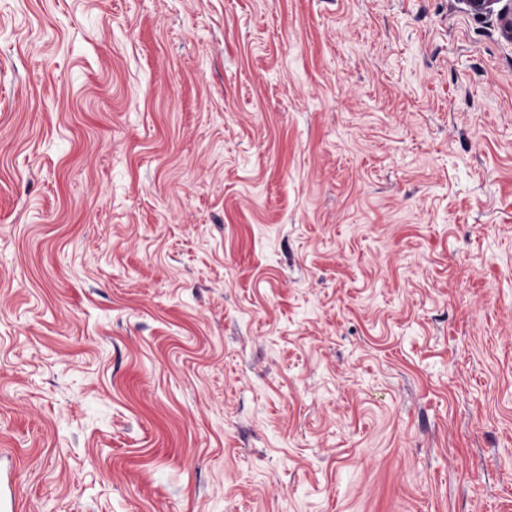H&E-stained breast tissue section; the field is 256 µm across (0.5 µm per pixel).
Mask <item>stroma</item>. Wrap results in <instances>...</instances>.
Masks as SVG:
<instances>
[{
  "instance_id": "35a3bbf8",
  "label": "stroma",
  "mask_w": 512,
  "mask_h": 512,
  "mask_svg": "<svg viewBox=\"0 0 512 512\" xmlns=\"http://www.w3.org/2000/svg\"><path fill=\"white\" fill-rule=\"evenodd\" d=\"M0 450L24 512H512L495 19L0 0Z\"/></svg>"
}]
</instances>
